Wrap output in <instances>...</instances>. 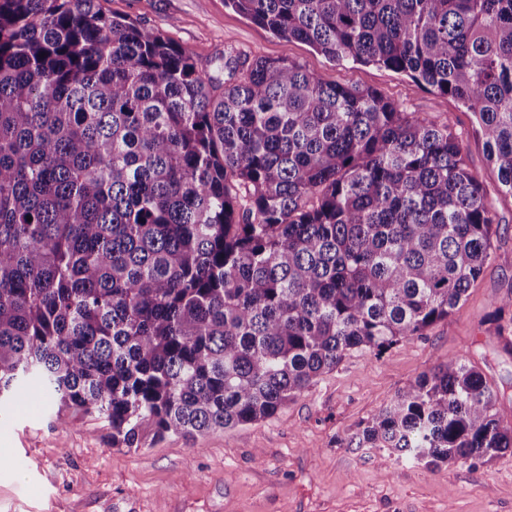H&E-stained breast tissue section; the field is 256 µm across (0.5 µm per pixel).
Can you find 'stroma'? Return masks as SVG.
I'll return each instance as SVG.
<instances>
[{
  "mask_svg": "<svg viewBox=\"0 0 512 512\" xmlns=\"http://www.w3.org/2000/svg\"><path fill=\"white\" fill-rule=\"evenodd\" d=\"M101 5L144 21L218 79L230 56L288 57L323 82L377 90L406 112L451 117L500 224L491 261L448 319L380 354L348 352L271 418L195 440L170 433L120 448L97 417L74 414L60 427L58 405L37 392L0 405V512H512V450L434 469L388 459L379 448L337 445L451 359L480 368L498 387L499 412L512 417V351L497 334V313L512 295V199L499 192L471 113L405 75L286 42L224 0Z\"/></svg>",
  "mask_w": 512,
  "mask_h": 512,
  "instance_id": "35a3bbf8",
  "label": "stroma"
}]
</instances>
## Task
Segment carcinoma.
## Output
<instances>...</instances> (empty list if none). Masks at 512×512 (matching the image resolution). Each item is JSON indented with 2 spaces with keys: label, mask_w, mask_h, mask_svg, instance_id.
<instances>
[{
  "label": "carcinoma",
  "mask_w": 512,
  "mask_h": 512,
  "mask_svg": "<svg viewBox=\"0 0 512 512\" xmlns=\"http://www.w3.org/2000/svg\"><path fill=\"white\" fill-rule=\"evenodd\" d=\"M225 2L461 102L512 197V0ZM224 69L100 0H0V403L34 383L126 448L233 429L478 281L497 214L451 118L285 57ZM497 400L450 359L337 444L474 464L512 449Z\"/></svg>",
  "instance_id": "obj_1"
}]
</instances>
